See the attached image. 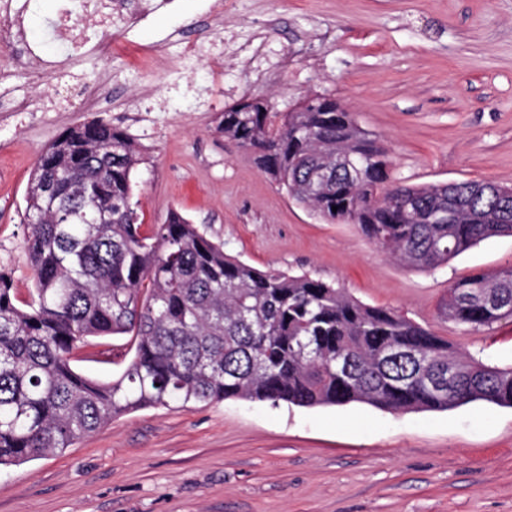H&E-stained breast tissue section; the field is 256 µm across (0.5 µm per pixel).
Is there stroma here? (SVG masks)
Wrapping results in <instances>:
<instances>
[{"instance_id":"35a3bbf8","label":"stroma","mask_w":512,"mask_h":512,"mask_svg":"<svg viewBox=\"0 0 512 512\" xmlns=\"http://www.w3.org/2000/svg\"><path fill=\"white\" fill-rule=\"evenodd\" d=\"M67 0H32L23 43L0 49V273L19 300L33 275L25 195L41 153L100 119L140 148L145 225L178 210L225 253L307 274L390 307L484 363L512 366V319L469 332L442 318L449 284L512 266V236L429 271L379 252L358 225L315 215L216 130L240 99L278 111L328 95L388 150L405 185L512 186V0H153L115 22L111 55L76 57L45 38ZM196 54L185 59L183 47ZM40 60L30 85L16 65ZM106 80L109 97L50 111L61 89ZM187 103L163 112L172 93ZM32 109L12 112L17 97ZM127 339H93L73 365L106 382ZM0 512H512V408L474 402L392 413L363 403L303 408L227 400L137 409L56 457L0 468Z\"/></svg>"}]
</instances>
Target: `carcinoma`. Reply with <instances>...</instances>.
<instances>
[{"label":"carcinoma","mask_w":512,"mask_h":512,"mask_svg":"<svg viewBox=\"0 0 512 512\" xmlns=\"http://www.w3.org/2000/svg\"><path fill=\"white\" fill-rule=\"evenodd\" d=\"M338 108L327 95L304 112L244 101L224 109L218 130L289 197L359 225L408 268L435 269L481 240L512 236L511 187L400 184L387 151ZM139 162L130 138L93 120L57 139L32 174L31 301L0 274V467L54 457L143 407H512L511 367L464 356L396 310L307 274L261 271L174 210L142 230ZM440 204L454 223L430 222ZM441 313L472 331L512 318V267L453 282ZM103 336H127L133 351L109 382L71 365L75 350Z\"/></svg>","instance_id":"obj_1"}]
</instances>
